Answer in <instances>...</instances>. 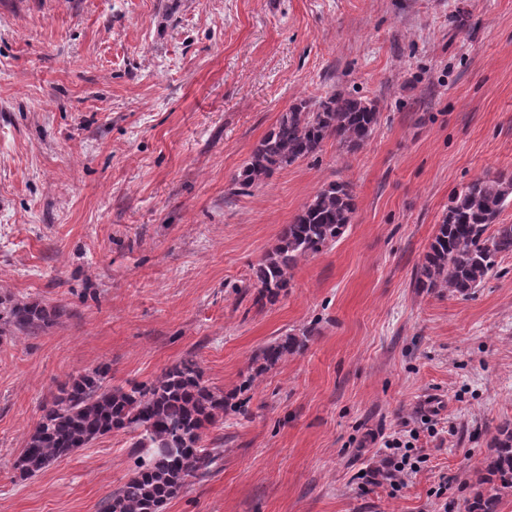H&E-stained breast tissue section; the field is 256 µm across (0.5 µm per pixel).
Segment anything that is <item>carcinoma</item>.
I'll list each match as a JSON object with an SVG mask.
<instances>
[{
	"instance_id": "cac0c4a2",
	"label": "carcinoma",
	"mask_w": 512,
	"mask_h": 512,
	"mask_svg": "<svg viewBox=\"0 0 512 512\" xmlns=\"http://www.w3.org/2000/svg\"><path fill=\"white\" fill-rule=\"evenodd\" d=\"M378 125L376 104L334 93L314 102L294 105L252 151L233 178L241 189L320 150L327 139L351 152L363 147ZM512 178L479 177L448 205L424 261L417 266L414 286L443 289L463 296L479 286L497 267V258L512 254V224L487 234L508 198ZM355 197L346 183L332 182L305 203L294 220L283 226L278 243L258 265V300L275 302L288 288L289 271L298 259L315 255L337 241L351 223ZM57 309L40 302L0 297V323L20 332L46 327ZM303 345L296 336H283L264 347L256 374L275 367L282 357ZM253 379L226 392L204 379L192 356L167 367L151 383L130 382L113 387L99 369L85 370L59 389L42 409L23 453L13 462L20 477L28 478L52 461L69 456L114 431L136 434L133 476L103 502V512H160L177 497L190 478H202L217 465L218 455L201 447L205 425L225 413L238 412L237 394L250 389ZM494 453L485 462L471 512H498L504 493H512V421L502 422L494 437Z\"/></svg>"
}]
</instances>
